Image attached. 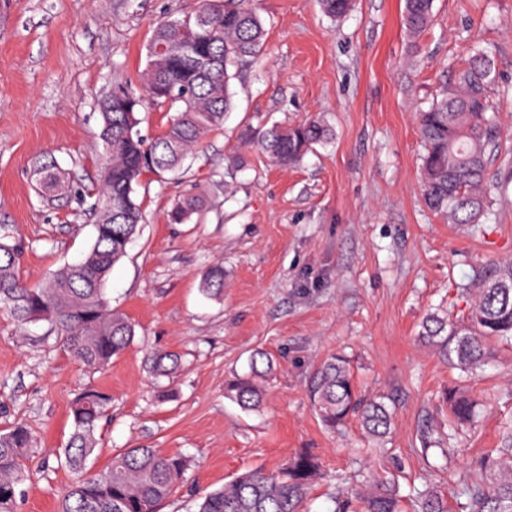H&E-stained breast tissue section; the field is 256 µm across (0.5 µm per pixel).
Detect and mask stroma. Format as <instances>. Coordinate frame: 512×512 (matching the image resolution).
<instances>
[{
  "label": "stroma",
  "mask_w": 512,
  "mask_h": 512,
  "mask_svg": "<svg viewBox=\"0 0 512 512\" xmlns=\"http://www.w3.org/2000/svg\"><path fill=\"white\" fill-rule=\"evenodd\" d=\"M198 0H0V234L20 238L22 277L44 282L78 262L94 238L83 192L103 161L99 103L113 89L141 92L154 26ZM403 0H356L334 21L318 0H259L261 56L232 81L234 107L177 172L146 173L136 188L144 223L108 278L114 309L135 326L133 342L103 370L64 350L44 322L17 325L0 312V430L24 421L37 446L17 512H57L74 475L58 465L72 433L70 408L88 387L112 401L89 459L101 470L124 449L180 453L191 467L162 512H197L198 495L249 469H274L301 450L321 464L309 512H331L337 489L369 475L396 477L403 512L415 491L437 485L462 512L471 461L497 447L512 417V344L468 383L480 400L471 425L451 417L445 390L459 372L418 331L442 308L466 314L473 270L512 258V138L484 178L491 206L481 224H451L422 200L423 147L416 111L453 83L475 54L493 61L494 103L512 127V0H434L418 41L402 25ZM319 119L331 131L291 168L241 143L246 126ZM54 159L70 190L45 202L34 165ZM204 193L189 221H171L180 197ZM224 266V296L200 283ZM178 352L157 379L147 357ZM275 364L265 404L243 410L224 394L255 351ZM343 353L359 391L394 410L383 447L357 421L327 431L307 382Z\"/></svg>",
  "instance_id": "obj_1"
}]
</instances>
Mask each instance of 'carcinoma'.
<instances>
[{
    "instance_id": "carcinoma-1",
    "label": "carcinoma",
    "mask_w": 512,
    "mask_h": 512,
    "mask_svg": "<svg viewBox=\"0 0 512 512\" xmlns=\"http://www.w3.org/2000/svg\"><path fill=\"white\" fill-rule=\"evenodd\" d=\"M324 15L339 20L353 0H320ZM434 0H404L403 26L413 39L431 25ZM205 20L204 46L198 57L160 53L196 36L193 21ZM263 22L252 0H199L189 15L159 23L146 45L142 75L144 92L118 88L100 106L98 139L104 151L95 202V238L84 257L56 271L45 283L28 286L21 278L22 244L0 236V310L19 325L46 321L63 340L68 354L89 368H102L123 351L135 336L132 322L112 309L105 285L114 265L126 254L138 233L142 207L135 186L147 171L179 167L184 157L213 128L223 125L233 105L229 67L256 57L263 45ZM493 65L477 53L460 69L456 81L429 107L418 113L424 143L421 180L429 210L451 224H479L489 215L483 188L489 160L500 148L501 128L492 111ZM147 104L179 105L163 134L148 141L138 129V112ZM330 130L316 120L291 126L274 125L246 141L255 144L281 165L298 162L314 145L326 141ZM41 197L52 203L69 191V182L54 160L35 169ZM205 204L202 195L178 200L172 218L182 222ZM214 298L224 296V267L215 265L201 283ZM474 300L466 317L451 321L435 313L422 322L420 338L448 357L461 373L472 376L494 356L493 341L512 340V259L482 264L472 277ZM180 355L158 350L149 358L157 377L170 376ZM272 375L270 360L252 359L249 371L229 380L225 390L245 409L261 406ZM312 406L325 427L334 431L354 417L373 439L389 433L393 412L382 399H367L356 391L349 360L336 355L311 375ZM109 397L96 389L84 391L73 403V432L63 449L61 464L75 473L85 469L94 453L95 430ZM477 403L460 389L448 390V408L459 423L473 419ZM29 428L17 422L0 432V512H16L19 486L27 478L25 462L33 450ZM481 481L468 484L469 512H512V420L502 426L498 447L475 460ZM188 468L181 454L136 446L112 456L103 471L78 478L68 487L58 512H160L178 489ZM319 471L308 451L296 454L277 471L248 470L202 497L198 512H306V490ZM332 512H401L397 485L377 479L335 498ZM416 512H448L446 497L429 488L420 494Z\"/></svg>"
}]
</instances>
